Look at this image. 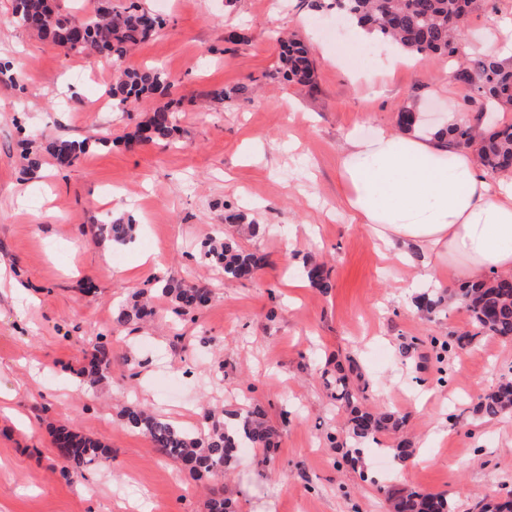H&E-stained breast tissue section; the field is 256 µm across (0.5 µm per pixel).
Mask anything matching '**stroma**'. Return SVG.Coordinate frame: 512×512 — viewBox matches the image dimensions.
<instances>
[{"label": "stroma", "instance_id": "35a3bbf8", "mask_svg": "<svg viewBox=\"0 0 512 512\" xmlns=\"http://www.w3.org/2000/svg\"><path fill=\"white\" fill-rule=\"evenodd\" d=\"M170 2L165 26L118 64L40 40L11 24V0H0V55L21 73L17 86L0 84V261L28 287L23 296L0 291V512H120L129 503L135 512H205L209 479H191L126 429L120 411L131 402L188 427L209 413L219 420L227 410H265L277 448L237 452L224 473L238 512H385L383 490L399 484L446 494L456 512L512 497V411L489 423L474 412L512 375V340L481 335L441 352L449 333L469 329L467 313L451 301L430 316L418 311L414 298L428 282L380 259L340 207L338 156L351 130L369 135L366 118L393 130L408 109L473 118L453 63L414 58L388 75L396 50L368 41L359 67L373 78L357 82L323 53L354 44L352 27L307 0ZM498 5L468 15L463 53L489 51L485 31L512 15V0ZM282 35L308 46L310 83L275 78ZM120 65L158 66L176 78L175 144H119L165 100L146 97L129 115L99 107ZM238 86L243 97L207 104L211 91ZM105 133L115 144L68 170L49 161L22 170V135ZM232 212L270 227L262 238L239 235L242 248L266 257L242 282L199 255L203 241L227 232ZM128 217L138 226L132 242L89 233ZM307 261L324 264L329 291L303 281ZM159 279L214 295L183 317L152 295L150 321L115 325L114 307ZM102 335L112 372L91 385L78 370ZM410 338L416 349L401 353ZM349 356L371 402L405 417L417 461L379 463L392 444L386 436L354 469L331 446L345 415L321 373ZM59 424L111 448L110 465L66 478L52 436Z\"/></svg>", "mask_w": 512, "mask_h": 512}]
</instances>
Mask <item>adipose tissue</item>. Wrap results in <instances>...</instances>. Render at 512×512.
<instances>
[{
    "label": "adipose tissue",
    "instance_id": "1",
    "mask_svg": "<svg viewBox=\"0 0 512 512\" xmlns=\"http://www.w3.org/2000/svg\"><path fill=\"white\" fill-rule=\"evenodd\" d=\"M342 205L389 258L417 277L480 282L512 272V178L490 181L467 149L434 135L350 133L339 160Z\"/></svg>",
    "mask_w": 512,
    "mask_h": 512
}]
</instances>
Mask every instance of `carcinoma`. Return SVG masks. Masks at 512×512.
Here are the masks:
<instances>
[{"label": "carcinoma", "instance_id": "carcinoma-1", "mask_svg": "<svg viewBox=\"0 0 512 512\" xmlns=\"http://www.w3.org/2000/svg\"><path fill=\"white\" fill-rule=\"evenodd\" d=\"M476 0H313L318 10L338 9L350 24L365 29L377 41H390L403 51L420 58L454 57L458 52L463 22ZM11 22L36 34L39 38L63 48L69 54L105 53L116 62L123 60L130 49L146 41L164 25L159 16L142 9L135 2L125 5L112 0L109 6L97 2L94 10L79 18L56 2L47 0H12ZM312 63L306 46L297 39L282 44L280 67L276 74L286 81L308 83L312 79ZM19 71L14 63L0 58V82L14 85ZM455 80L472 91L469 103L475 106L473 119L441 127L434 135L450 147L474 149L480 166L492 178L507 177L512 172V124H501L494 112L512 107V64L497 55L474 52L467 56L454 73ZM175 79L166 71L148 67L119 69L112 82L110 95L123 112L130 113L146 95L167 96ZM178 130L176 111L168 102L156 108L136 133L119 137L127 149L142 143L168 142ZM27 170L41 167L50 158L60 170L73 166L88 149V142L68 138H51L35 146L22 141ZM137 227L117 223L110 227L118 242L133 239ZM208 261L224 270V278L251 279L265 263V256L241 249L229 236L217 242L202 243ZM310 284L329 289L324 265L310 262L303 267ZM161 292L171 297L174 311L188 315L205 307L211 299L210 289L196 284L165 283ZM455 300L467 312L473 334H450L441 347L463 349L477 336L484 334L505 340L512 339V275L497 274L486 281L461 284L454 290ZM445 294L430 289L416 300L419 311L432 315L442 309ZM151 315L139 301L122 303L113 314L119 326L137 322ZM112 368V350L104 337L93 347L83 375L91 382L103 380ZM324 386L336 406L349 413L346 434L356 443L378 442V437L391 435L393 461L404 464L415 454L413 442L403 435L405 420L396 413L369 404L368 383L358 363L349 358L347 364H336L323 372ZM512 408V381L501 382L486 393L476 405L484 422L497 419ZM126 427L148 436L162 455L180 463L196 479L208 476L217 479L233 459L237 449L248 446L268 450L275 447V429L267 424L257 407L224 413V421L213 423L206 432L194 433L176 426L161 416L151 415L138 406L122 411ZM54 443L68 464L71 478L82 476L85 466L109 458L110 449L99 441L71 431L64 426L54 429ZM389 512H452L445 494L419 492L407 487H391L385 491ZM206 512H236L231 498L223 489L214 487L205 503Z\"/></svg>", "mask_w": 512, "mask_h": 512}]
</instances>
